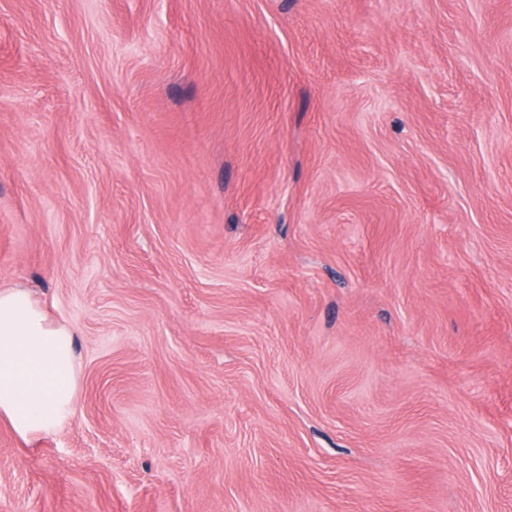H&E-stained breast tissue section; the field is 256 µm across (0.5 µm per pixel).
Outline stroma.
<instances>
[{
    "label": "stroma",
    "mask_w": 512,
    "mask_h": 512,
    "mask_svg": "<svg viewBox=\"0 0 512 512\" xmlns=\"http://www.w3.org/2000/svg\"><path fill=\"white\" fill-rule=\"evenodd\" d=\"M15 286L0 512H512V0H0ZM75 336L27 288L0 289V421L18 437L51 434L74 415Z\"/></svg>",
    "instance_id": "1"
}]
</instances>
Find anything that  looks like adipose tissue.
I'll use <instances>...</instances> for the list:
<instances>
[{
  "label": "adipose tissue",
  "instance_id": "obj_1",
  "mask_svg": "<svg viewBox=\"0 0 512 512\" xmlns=\"http://www.w3.org/2000/svg\"><path fill=\"white\" fill-rule=\"evenodd\" d=\"M76 333L49 317L23 287L0 289V421L25 440L51 434L73 416L78 390Z\"/></svg>",
  "mask_w": 512,
  "mask_h": 512
}]
</instances>
